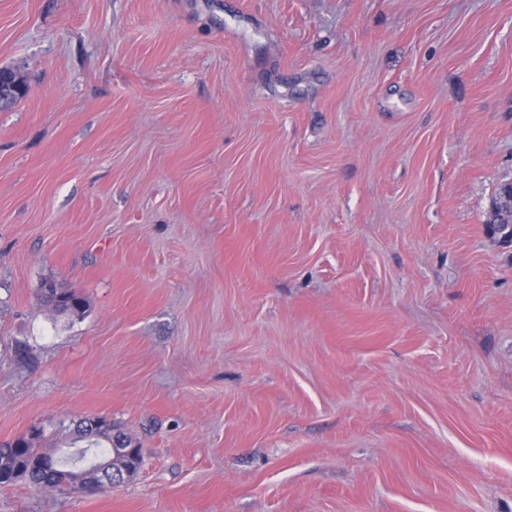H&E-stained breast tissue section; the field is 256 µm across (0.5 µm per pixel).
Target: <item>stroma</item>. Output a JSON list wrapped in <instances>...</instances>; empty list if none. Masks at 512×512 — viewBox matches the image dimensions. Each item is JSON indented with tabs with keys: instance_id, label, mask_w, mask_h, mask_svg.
Returning <instances> with one entry per match:
<instances>
[{
	"instance_id": "stroma-1",
	"label": "stroma",
	"mask_w": 512,
	"mask_h": 512,
	"mask_svg": "<svg viewBox=\"0 0 512 512\" xmlns=\"http://www.w3.org/2000/svg\"><path fill=\"white\" fill-rule=\"evenodd\" d=\"M0 512H512V0H0ZM82 314L44 302V282ZM489 221H500V224L496 225L499 226L501 235L504 237L502 241L506 243L512 242L511 232L510 239H505L507 236L508 228H512V223H509V213L507 211L502 210V195L499 194V187L495 189L494 193L492 194L484 224H490ZM501 235H499L498 238H500ZM98 420L104 421L106 427H93L92 424ZM73 434L74 441L70 444L83 442L85 447L68 456L61 455L58 466L50 473L46 472L45 463L56 452L48 448H40L39 438L42 437L40 432L36 437L29 433L27 437L1 443L0 485L7 486L21 480L37 489H54L63 494H79L82 493V487L75 485V478L81 469L75 466L85 464L89 456L97 460L104 459L112 448V439L116 442L134 444L121 428L104 418L80 419L75 425ZM136 448H112V453L125 454L130 451L133 454L136 453L131 461L121 459L119 462H126L137 471L142 465V457L140 448L138 446Z\"/></svg>"
}]
</instances>
